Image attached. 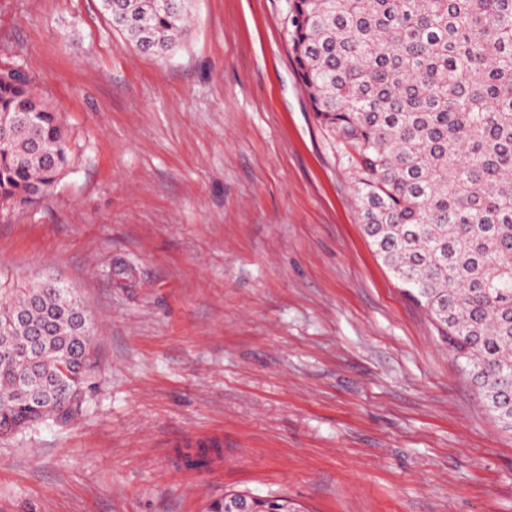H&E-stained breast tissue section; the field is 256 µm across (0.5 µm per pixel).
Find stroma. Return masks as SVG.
<instances>
[{"label": "stroma", "instance_id": "stroma-1", "mask_svg": "<svg viewBox=\"0 0 512 512\" xmlns=\"http://www.w3.org/2000/svg\"><path fill=\"white\" fill-rule=\"evenodd\" d=\"M192 11L161 61L99 0H0L70 155L0 203V298L59 279L104 366L71 425L0 435V512H512V431L365 237L288 0Z\"/></svg>", "mask_w": 512, "mask_h": 512}]
</instances>
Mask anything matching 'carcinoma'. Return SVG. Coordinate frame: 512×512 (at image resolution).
<instances>
[{"mask_svg":"<svg viewBox=\"0 0 512 512\" xmlns=\"http://www.w3.org/2000/svg\"><path fill=\"white\" fill-rule=\"evenodd\" d=\"M191 0H100L113 30L165 59ZM317 123L353 182L365 235L512 431V0H288ZM0 200L49 194L68 161L56 110L0 68ZM72 289L0 308V432L70 423L100 371ZM72 365L64 382L59 365Z\"/></svg>","mask_w":512,"mask_h":512,"instance_id":"1","label":"carcinoma"}]
</instances>
